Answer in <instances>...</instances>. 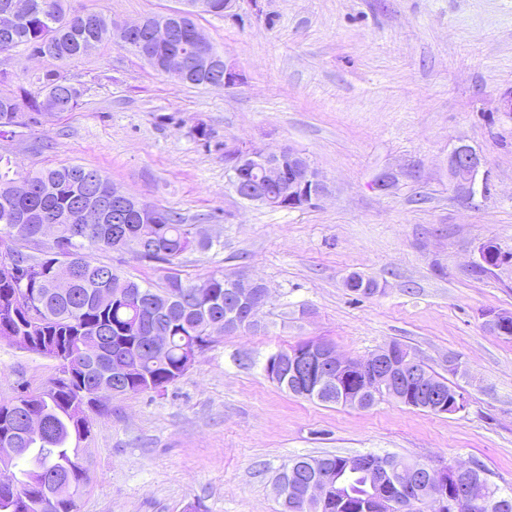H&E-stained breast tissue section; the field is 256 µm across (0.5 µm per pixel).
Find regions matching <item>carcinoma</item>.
<instances>
[{
	"label": "carcinoma",
	"mask_w": 512,
	"mask_h": 512,
	"mask_svg": "<svg viewBox=\"0 0 512 512\" xmlns=\"http://www.w3.org/2000/svg\"><path fill=\"white\" fill-rule=\"evenodd\" d=\"M52 11L34 14L9 36L0 33V51L23 48L40 58L73 63L83 57L86 43L112 38V20L100 13L72 12L65 0H48ZM193 54L188 36L180 32L174 41L157 48L159 59L168 53ZM66 75L47 68L28 82L3 88L8 82L0 72V137L20 136L15 129L19 118L40 112L43 101L59 104V111H75L85 95L84 87L63 83ZM28 184L23 196L13 195L15 179L0 173V338L16 336L18 348L49 355L56 362V374L39 392L25 388L8 401H0V441L32 450L16 458L12 467L21 476L20 487L0 486V512H79L78 499L91 481L86 466L89 449L71 446L88 437L94 416L107 410L104 401L129 394L160 392L184 373L186 351L194 345L209 348L224 336V309L235 295L224 284L234 277L224 273L210 276L205 295L197 283L185 280L173 269L175 261L188 252H206L214 247L210 239L193 237L194 225L184 223L180 214L155 206L136 208L126 200V229L139 248H128L137 258L171 266L162 285L137 282L119 274L110 264L89 258L92 251H112V225L87 224L78 240L70 235L69 218L75 207L102 208L112 203V182L98 170L78 163L62 164L19 176ZM26 217L27 233L15 235L10 227ZM53 219L56 237L52 245L28 253L17 242L39 243L37 233L43 220ZM79 267V277L62 291L56 281ZM113 295L107 306L98 295ZM170 331V343L157 348L148 340L149 329ZM117 361L129 370L112 380ZM111 381L110 395L96 391L102 379ZM44 416L41 439L29 436L28 417ZM346 457L323 455L298 457L280 473L288 480L294 470L309 485L323 475L340 472ZM72 485L73 495L49 503L43 487L53 481ZM342 496L348 503L373 498L362 478L352 479Z\"/></svg>",
	"instance_id": "carcinoma-1"
}]
</instances>
